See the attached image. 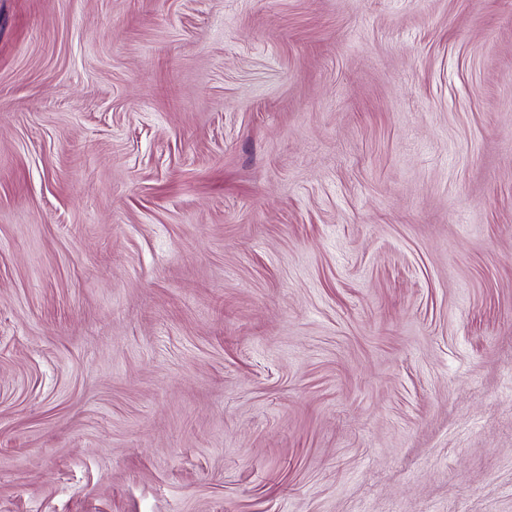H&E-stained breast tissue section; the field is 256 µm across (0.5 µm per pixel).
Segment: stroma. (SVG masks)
Instances as JSON below:
<instances>
[{
    "mask_svg": "<svg viewBox=\"0 0 512 512\" xmlns=\"http://www.w3.org/2000/svg\"><path fill=\"white\" fill-rule=\"evenodd\" d=\"M0 512H512V0H0Z\"/></svg>",
    "mask_w": 512,
    "mask_h": 512,
    "instance_id": "1",
    "label": "stroma"
}]
</instances>
